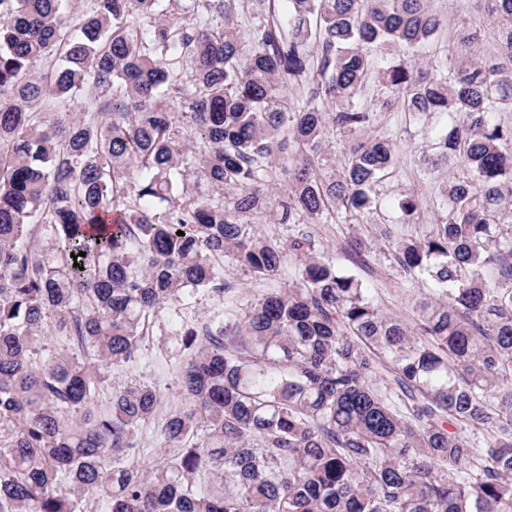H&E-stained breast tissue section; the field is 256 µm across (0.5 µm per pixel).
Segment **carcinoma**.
<instances>
[{
    "label": "carcinoma",
    "mask_w": 512,
    "mask_h": 512,
    "mask_svg": "<svg viewBox=\"0 0 512 512\" xmlns=\"http://www.w3.org/2000/svg\"><path fill=\"white\" fill-rule=\"evenodd\" d=\"M164 2L0 0V512H512V67L468 30L428 69L432 0H288L246 38L253 0ZM483 2L512 63V0ZM393 100L463 115L420 158L444 217L395 243L437 287L410 326L309 230L379 206ZM287 255L292 284L243 304L226 264L275 281ZM164 315L171 404L112 386Z\"/></svg>",
    "instance_id": "1"
}]
</instances>
